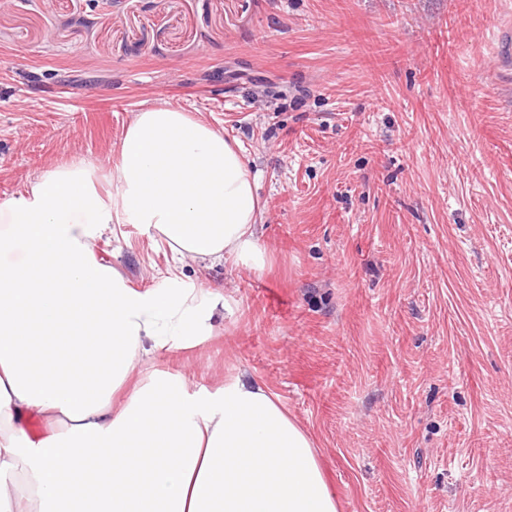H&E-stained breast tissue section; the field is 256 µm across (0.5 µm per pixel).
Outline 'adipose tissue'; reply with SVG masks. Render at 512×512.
Returning a JSON list of instances; mask_svg holds the SVG:
<instances>
[{
	"instance_id": "ef3b65f1",
	"label": "adipose tissue",
	"mask_w": 512,
	"mask_h": 512,
	"mask_svg": "<svg viewBox=\"0 0 512 512\" xmlns=\"http://www.w3.org/2000/svg\"><path fill=\"white\" fill-rule=\"evenodd\" d=\"M1 215L0 512H337L312 440L255 378L220 394L134 380L142 355L204 335L224 297L134 290L93 253L108 225L140 224L174 259L261 268L238 142L160 99L125 127L112 169L49 170ZM35 416L47 432L34 441L22 424Z\"/></svg>"
}]
</instances>
